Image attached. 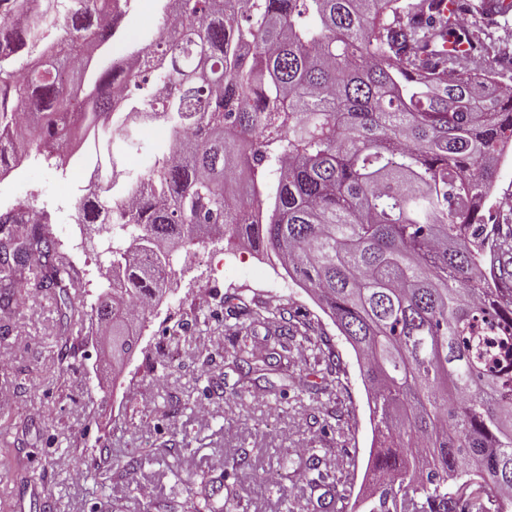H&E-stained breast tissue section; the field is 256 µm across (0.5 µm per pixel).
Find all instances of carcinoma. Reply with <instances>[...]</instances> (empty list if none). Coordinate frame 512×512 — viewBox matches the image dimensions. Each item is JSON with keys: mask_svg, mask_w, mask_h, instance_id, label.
I'll return each instance as SVG.
<instances>
[{"mask_svg": "<svg viewBox=\"0 0 512 512\" xmlns=\"http://www.w3.org/2000/svg\"><path fill=\"white\" fill-rule=\"evenodd\" d=\"M130 0H0V166L63 167L73 133L106 122L112 167L161 121L149 175L112 179L83 201L110 225L107 284L91 306L130 357L160 303L175 252L206 236L271 250L314 292L360 361L379 450L375 512L512 509V367L485 370L483 318L512 328V224L477 202L512 141V95L494 87L485 29L506 0H167L168 35L68 85L112 37ZM468 45L441 53L447 37ZM246 178L252 199L228 184ZM26 280L57 296L84 287L58 252L50 217L0 212V309ZM242 341L224 359L249 375L313 343L288 312L243 305ZM171 512H215L206 484Z\"/></svg>", "mask_w": 512, "mask_h": 512, "instance_id": "cac0c4a2", "label": "carcinoma"}]
</instances>
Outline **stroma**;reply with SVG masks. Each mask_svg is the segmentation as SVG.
I'll list each match as a JSON object with an SVG mask.
<instances>
[{
    "label": "stroma",
    "instance_id": "35a3bbf8",
    "mask_svg": "<svg viewBox=\"0 0 512 512\" xmlns=\"http://www.w3.org/2000/svg\"><path fill=\"white\" fill-rule=\"evenodd\" d=\"M163 22L159 0H131L117 38L141 46ZM107 136L88 137L66 170L34 162L22 183L0 187L8 198L40 188L36 207L48 212L67 256H78L87 285L75 307H90L101 293L98 269L107 266L98 225L80 221L79 207L95 182L108 173ZM201 258L176 259L173 285L148 316L134 354L113 366L94 320L78 333L66 327L55 305L29 298L9 315L11 343L0 346V390L12 401L0 405V452L12 467L0 472V503L36 512L39 496L53 495V512H144L147 501L181 499L185 486L208 481L216 505L234 492L247 512H325L344 499L347 512H372L376 497L366 477L376 453L374 422L359 360L313 294L297 286L274 257L221 241L197 244ZM284 307L318 327L340 357L328 370L311 358L261 374L257 391L236 399L239 376L224 361L239 324V303ZM74 348L59 367L60 348ZM185 407L165 417L170 403ZM187 433L189 448H164L173 434ZM247 454L245 467L225 471L224 460ZM317 455L323 481L308 485L298 466ZM125 467L122 479L101 482L104 468ZM82 479H73L74 470ZM291 472L289 499L263 481L265 473ZM153 492L143 498L141 486Z\"/></svg>",
    "mask_w": 512,
    "mask_h": 512
}]
</instances>
